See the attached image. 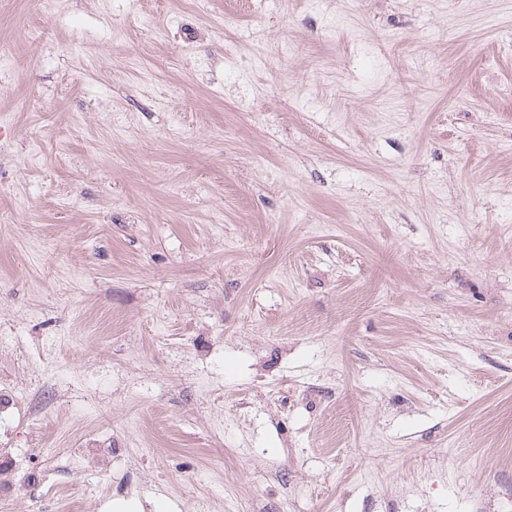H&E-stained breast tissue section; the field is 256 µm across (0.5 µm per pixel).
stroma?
I'll use <instances>...</instances> for the list:
<instances>
[{"mask_svg": "<svg viewBox=\"0 0 512 512\" xmlns=\"http://www.w3.org/2000/svg\"><path fill=\"white\" fill-rule=\"evenodd\" d=\"M0 44V512H512V0Z\"/></svg>", "mask_w": 512, "mask_h": 512, "instance_id": "stroma-1", "label": "stroma"}]
</instances>
